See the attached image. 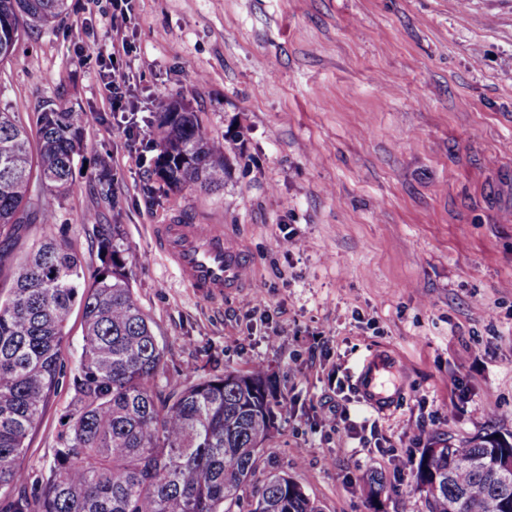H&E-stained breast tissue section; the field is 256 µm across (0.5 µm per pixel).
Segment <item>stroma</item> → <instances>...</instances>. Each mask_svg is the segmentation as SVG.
Segmentation results:
<instances>
[{
  "instance_id": "1",
  "label": "stroma",
  "mask_w": 512,
  "mask_h": 512,
  "mask_svg": "<svg viewBox=\"0 0 512 512\" xmlns=\"http://www.w3.org/2000/svg\"><path fill=\"white\" fill-rule=\"evenodd\" d=\"M129 14L116 31L108 0H67L0 68V110L28 131L50 105L85 114L74 187L22 246L64 238L92 274L97 225H121L170 379L272 372L285 415L260 472L287 471L322 512H370L359 481L379 472L384 512H426L411 464L431 438L512 433V0H129ZM124 74L128 121L168 98L216 145L241 133L223 187L158 178L113 117ZM158 224L222 225L246 288L197 297ZM379 351L404 387L385 414L352 384ZM72 396L51 395L26 471L48 467Z\"/></svg>"
}]
</instances>
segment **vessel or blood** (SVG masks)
<instances>
[{"label":"vessel or blood","mask_w":512,"mask_h":512,"mask_svg":"<svg viewBox=\"0 0 512 512\" xmlns=\"http://www.w3.org/2000/svg\"><path fill=\"white\" fill-rule=\"evenodd\" d=\"M154 239L198 297L220 301L241 288L243 265L239 254L215 225L160 224L154 229ZM395 369L394 357L379 353L356 376L362 402L378 413L392 410L397 403L398 391L385 389L382 382L384 374Z\"/></svg>","instance_id":"1"}]
</instances>
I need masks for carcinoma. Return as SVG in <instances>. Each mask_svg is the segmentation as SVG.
Returning a JSON list of instances; mask_svg holds the SVG:
<instances>
[{
    "instance_id": "obj_1",
    "label": "carcinoma",
    "mask_w": 512,
    "mask_h": 512,
    "mask_svg": "<svg viewBox=\"0 0 512 512\" xmlns=\"http://www.w3.org/2000/svg\"><path fill=\"white\" fill-rule=\"evenodd\" d=\"M66 10L67 0H0V65L25 30ZM83 126L84 113L48 108L33 150L27 129L0 111V272L13 281L0 299L3 512H321L283 471L247 492L278 428L268 368L159 383L164 355L134 297L120 225H100L103 266L90 282L76 252L54 238L15 259L24 225L52 223L55 198L72 189ZM157 128L155 170L169 189L224 186L226 150L194 112L163 102ZM76 303L85 334L66 430L49 470L32 476L19 460L64 378L61 346ZM415 480L427 512H512V440L494 431L430 442ZM362 487L373 512H383V477L371 472Z\"/></svg>"
}]
</instances>
